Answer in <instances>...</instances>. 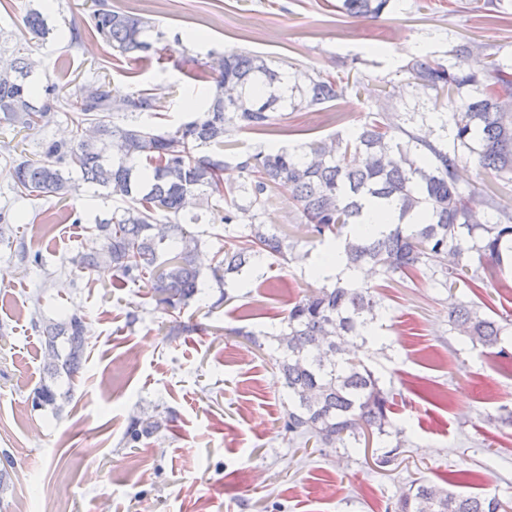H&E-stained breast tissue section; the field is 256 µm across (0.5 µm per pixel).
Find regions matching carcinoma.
Returning <instances> with one entry per match:
<instances>
[{"mask_svg":"<svg viewBox=\"0 0 512 512\" xmlns=\"http://www.w3.org/2000/svg\"><path fill=\"white\" fill-rule=\"evenodd\" d=\"M90 31L111 51L101 59L107 70L112 53L148 59L153 42L151 21L112 10L106 0H91ZM391 0H339L336 9L349 17H380ZM21 30L44 41L54 28L41 11L30 8ZM11 58L0 65V124L16 133L43 129L60 112L71 113L74 126L67 141L43 140L38 150L7 153L13 168V190L20 197L54 196L66 200L85 185L102 190L123 207L112 217L95 220L90 246L74 264L83 272L107 266L117 282L146 284L148 294L173 314L202 293L197 263L202 240L188 229L201 216L186 215L191 203L214 204L212 223L224 232L250 215L247 232L232 250H218L209 266L218 286L247 276L263 259L286 264L294 245L260 221L272 188L286 182L292 201L315 238L335 242L336 259L350 270L367 267L381 277H427L453 290L464 284L473 291L503 278L512 266V211L496 197L474 186L464 190L456 178V148L477 156L480 171L512 176V64L496 59L466 71L432 54L413 57L402 72L417 86L451 94L470 86L474 94L449 115L452 144L434 141L420 129L408 130L388 113L372 112L352 133L300 146H274L245 156L224 153L227 126L278 135L272 112L288 102V74L272 60L233 49L210 52L200 62L215 83L197 115L172 132H159L143 116L156 113L158 97L150 89L116 96L106 78L60 86L47 77L28 53L23 39H3ZM346 90L331 74L309 78L300 101L306 109L333 102ZM246 174L234 189L224 185L228 161ZM391 216L381 230L366 226L368 208ZM472 252L479 267L465 263ZM379 286L336 279L291 303L276 335L259 336L245 328L235 334L261 349L277 343L279 371L288 389V411L282 428L291 441L307 447H369L374 435L388 434L395 394L380 386L374 372L344 346L378 340L382 318ZM452 329L472 347L492 357H509L501 348L512 319H496L473 301L449 311ZM47 362L34 389L37 407L60 409L57 380L73 384L80 372L89 326L73 313L58 320H36ZM151 421L137 420L128 432L137 443L153 432ZM393 512H512V501L497 496L457 494L426 478L411 482Z\"/></svg>","mask_w":512,"mask_h":512,"instance_id":"cac0c4a2","label":"carcinoma"}]
</instances>
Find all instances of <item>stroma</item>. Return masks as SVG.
<instances>
[{
    "label": "stroma",
    "instance_id": "obj_1",
    "mask_svg": "<svg viewBox=\"0 0 512 512\" xmlns=\"http://www.w3.org/2000/svg\"><path fill=\"white\" fill-rule=\"evenodd\" d=\"M108 2L160 33L151 60L123 58L108 74L115 92L155 90L159 109L149 123L162 131L189 118L187 96L213 92L198 65L211 51L260 53L292 76L349 78L342 98L319 107V122L290 108L276 114L281 135L232 132L242 155L357 129L389 90L403 127L426 124L435 139L450 138L432 91L406 85L401 66L421 52L457 64L462 45L512 61V0H392L377 19L344 16L336 0ZM88 15L86 0H55L48 22L57 37L29 45L60 84L96 73L99 35L67 46L69 30L84 28ZM457 168L461 188L481 185L512 207V180L480 178L464 148ZM9 169L0 156V208L15 218L11 245L0 244V467L11 477L0 512H43L59 499L67 512H389L422 476L456 493L512 499V359L480 355L448 322L456 300L512 311V288L451 292L427 278L385 281L382 342L363 361L401 394L392 420L405 446L387 464L374 442L355 452L303 448L282 429L288 390L273 345L257 349L235 334L279 331L289 301L318 286L313 271L333 247L306 234L287 185L273 190L262 219L295 242V262L263 261L222 289L206 282L182 307L186 329L178 332L143 284L118 288L111 272L73 263L95 218L111 216L115 202L90 189L64 204L20 197ZM71 212L82 223L66 221ZM34 254L41 264L31 263ZM76 308L89 322L88 347L56 415L32 406L46 361L32 320ZM136 418L158 428L133 448L127 430ZM460 470L470 478L451 479Z\"/></svg>",
    "mask_w": 512,
    "mask_h": 512
}]
</instances>
